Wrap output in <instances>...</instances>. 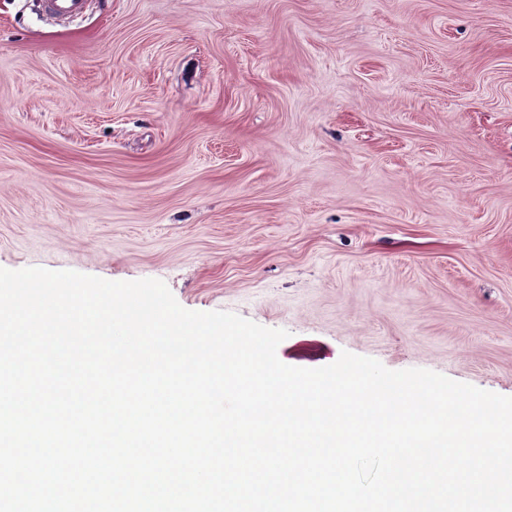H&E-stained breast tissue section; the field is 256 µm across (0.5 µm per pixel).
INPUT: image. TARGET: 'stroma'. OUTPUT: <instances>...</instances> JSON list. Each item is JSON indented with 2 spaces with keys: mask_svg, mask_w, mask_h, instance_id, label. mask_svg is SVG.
I'll use <instances>...</instances> for the list:
<instances>
[{
  "mask_svg": "<svg viewBox=\"0 0 512 512\" xmlns=\"http://www.w3.org/2000/svg\"><path fill=\"white\" fill-rule=\"evenodd\" d=\"M512 397V0H0V268Z\"/></svg>",
  "mask_w": 512,
  "mask_h": 512,
  "instance_id": "35a3bbf8",
  "label": "stroma"
}]
</instances>
